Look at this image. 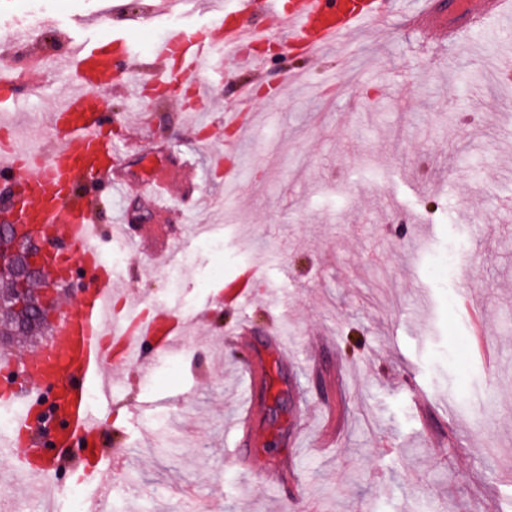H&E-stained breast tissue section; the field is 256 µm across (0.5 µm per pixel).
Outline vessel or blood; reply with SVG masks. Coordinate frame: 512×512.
I'll return each instance as SVG.
<instances>
[{
    "label": "vessel or blood",
    "instance_id": "vessel-or-blood-1",
    "mask_svg": "<svg viewBox=\"0 0 512 512\" xmlns=\"http://www.w3.org/2000/svg\"><path fill=\"white\" fill-rule=\"evenodd\" d=\"M392 7L393 0H226L217 24L203 30L192 25L175 27L154 45L151 81L158 87L192 81L199 101H206L212 84L200 75L203 61L214 56L238 57L240 42L256 34L248 20L256 8L279 25L290 44L324 47L379 24ZM463 14L464 22L442 21L433 0H427L412 21L456 43L472 27L512 19V0H469ZM139 61V51L129 39L115 37L109 52L94 42L81 41L74 62L77 88L65 94L54 109L55 134L38 149L18 142L0 152V171L17 175L18 202L13 211L42 241L53 245L51 266L65 270L79 257L96 272L92 288L76 307L60 316L49 340L23 355L0 357V364L19 369L25 384L21 390L12 382L0 384V407L18 411L13 434L0 437V450L15 455L25 475L44 481L53 479L59 466L71 462L69 447L74 440L97 443L112 402L111 383L105 377L107 358L118 354L123 364L146 376L158 359L183 341V324L175 310L164 305L156 309L140 335L113 349L106 342L113 329L105 316L112 280L100 271L93 231L98 227L97 190L116 184V162L122 149L107 132L105 106L98 92L112 88L128 101L141 102L142 90L129 76ZM171 177L170 168L164 166L141 180L140 194L149 200L151 209H159ZM147 338L153 346L144 352L140 344ZM53 384L59 387L52 403L59 426L54 433L56 452L48 456L31 429L29 403ZM94 389L101 395L95 405L90 402ZM84 474L91 481L87 512H108L112 482L95 479L90 466Z\"/></svg>",
    "mask_w": 512,
    "mask_h": 512
}]
</instances>
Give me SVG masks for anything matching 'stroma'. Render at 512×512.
Returning <instances> with one entry per match:
<instances>
[{
    "label": "stroma",
    "instance_id": "35a3bbf8",
    "mask_svg": "<svg viewBox=\"0 0 512 512\" xmlns=\"http://www.w3.org/2000/svg\"><path fill=\"white\" fill-rule=\"evenodd\" d=\"M98 11L58 0L55 19L105 44L114 29ZM277 46L265 71L229 59L211 70L200 117L168 96L135 107L102 94L127 147L126 189L105 196L101 223L125 216L140 242L101 239L123 258L113 298L212 307L185 327L203 344L181 372L160 360L144 383L106 366L115 400L99 446L127 450L112 512H512V80L486 65L512 53V31L482 28L448 50L396 17L385 35ZM292 69L304 80L288 84ZM243 95L239 131L224 112ZM181 157L191 184H172L167 209L136 223L140 180ZM198 224L223 242L199 243ZM255 264L244 312L218 303L216 289ZM466 298L486 316L482 353ZM242 314L254 337L239 347ZM273 327L287 354L266 343ZM257 357L269 380L240 470L237 363ZM302 394L314 424L298 445ZM143 401L154 409L138 412ZM285 456L301 488L281 499L258 476ZM20 482L17 462L0 463V512H38Z\"/></svg>",
    "mask_w": 512,
    "mask_h": 512
}]
</instances>
